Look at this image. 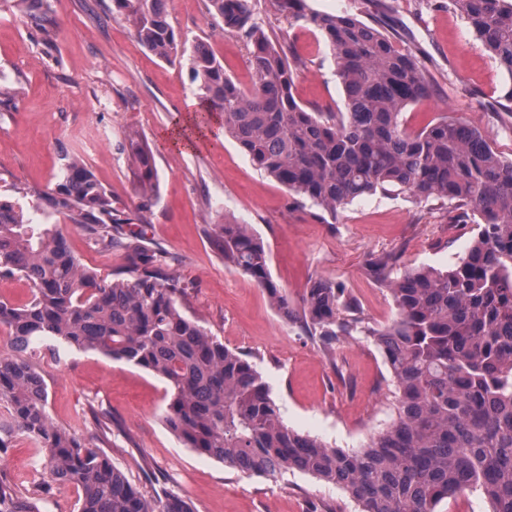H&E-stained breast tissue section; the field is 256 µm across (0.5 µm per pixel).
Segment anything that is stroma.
Segmentation results:
<instances>
[{"instance_id":"35a3bbf8","label":"stroma","mask_w":512,"mask_h":512,"mask_svg":"<svg viewBox=\"0 0 512 512\" xmlns=\"http://www.w3.org/2000/svg\"><path fill=\"white\" fill-rule=\"evenodd\" d=\"M310 9L348 14L379 27L417 56L434 93L407 107L413 130L445 116L478 128L512 159V114L500 105L508 87L448 0H307ZM28 0H0V83L15 89L0 105V195L33 224L54 222L45 201L61 181L68 155L79 156L148 247L165 254L185 289L180 300L229 350L261 373L289 428L334 448H360L395 417V384L373 340L340 336L330 344L284 316L247 275L225 264L213 225L245 224L269 253L272 280L299 310L310 281L343 288L365 322L380 328L397 317L387 288L368 274L377 254L397 253L409 268L445 270L478 229L462 211L407 193L367 196L329 216L259 170L206 111L188 62L168 63L145 49L113 0H50L57 29L52 48L25 24ZM260 23L297 64L294 95L310 107L342 108L344 91L330 47L312 25L287 20L274 0H250ZM169 21L187 45H213L225 73L252 85L244 38L223 29L207 0H169ZM200 130L192 146L172 147V133ZM153 152L156 189L144 195L129 136ZM63 232L80 260L111 279L124 263L118 248L94 245L80 227ZM48 388L47 411L58 426L98 444L146 496L175 493L192 512H360L335 485L299 471L254 475L184 447L164 417L171 389L154 373L122 360L70 350L61 360L35 354ZM112 417L99 438L92 410ZM25 436L0 451L23 492L43 489L42 466Z\"/></svg>"}]
</instances>
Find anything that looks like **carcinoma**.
Wrapping results in <instances>:
<instances>
[{"label": "carcinoma", "instance_id": "obj_1", "mask_svg": "<svg viewBox=\"0 0 512 512\" xmlns=\"http://www.w3.org/2000/svg\"><path fill=\"white\" fill-rule=\"evenodd\" d=\"M26 14L43 42L54 39L49 0ZM139 43L160 59H187L211 112L253 164L321 210L355 200L409 192L455 203L478 218L468 250L447 270L409 269L396 254L369 260L390 291L398 317L365 324L336 284L314 279L303 302L309 328L331 342L355 333L381 350L395 383L396 418L355 450L332 448L286 426L254 366L187 317L183 287L165 256L142 235L120 228L112 198L77 159L48 194L53 214L95 243L121 244L126 266L107 282L69 248L60 224H29L22 208L0 199V278L31 287L23 305L0 299V327L12 354H0V450L16 434L37 445L44 477L75 489L77 512H190L179 496L151 500L107 454L56 426L47 385L31 359L34 347L59 359L90 350L148 369L172 396L166 425L188 448L243 472L297 470L344 490L361 512H437L465 490L481 492L490 512H512V160L471 126L442 116L418 132L401 126L409 105L432 95L411 54L377 28L349 15L306 10L305 0H275L278 10L319 30L333 51L345 110L310 109L295 98V67L253 21L248 0H208L212 18L250 45L253 83L239 88L203 43L186 53L168 20L165 0H113ZM484 50L512 80V0H448ZM131 149L142 189L153 190L151 152ZM224 262L252 278L286 316L288 296L273 282L269 254L245 224H215ZM0 512H46L0 468Z\"/></svg>", "mask_w": 512, "mask_h": 512}]
</instances>
